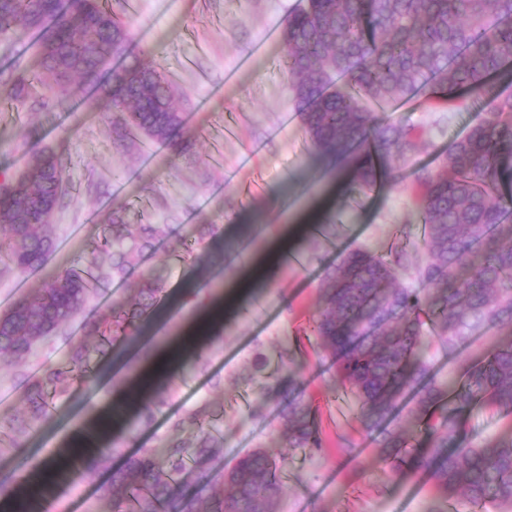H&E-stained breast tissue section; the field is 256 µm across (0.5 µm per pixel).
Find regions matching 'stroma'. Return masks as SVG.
<instances>
[{"instance_id":"1","label":"stroma","mask_w":512,"mask_h":512,"mask_svg":"<svg viewBox=\"0 0 512 512\" xmlns=\"http://www.w3.org/2000/svg\"><path fill=\"white\" fill-rule=\"evenodd\" d=\"M300 0H108L135 34L134 51L147 63L161 64L185 95L183 110L195 136L189 153L172 157L168 148L139 142L124 149L108 116L86 92L72 86L61 95L53 121L12 104H0V173L21 170L32 145L69 154L64 180L69 195L53 222L57 248L46 269L0 273V311L33 297L47 272L83 261L103 234L115 210L150 214L157 223L179 229L190 224H220L224 236L202 251L187 272L172 258L169 243L158 245L146 267L162 270L167 292L159 302L163 320L145 327L114 350L127 354L123 370L108 372L111 352L96 355L87 379L57 400L49 418L35 427L22 447L0 440V481L21 474L18 458L29 451L33 462L51 459L113 393L141 367L142 350L159 351L196 320L211 323L191 338L172 375L181 378L177 396L136 440L116 436L106 467L74 469L46 497L43 512H112L111 476L127 458L156 448L170 435V422L203 401L224 407L225 460L264 447L284 464V491L273 512H473L459 500H439L426 476L396 477L375 454V436L359 418L360 406L331 367L309 332L317 309L323 269L338 255L323 225L336 227L335 242L386 255L404 246L417 259L426 250L415 211V172L435 169L440 155L463 137L475 119L414 98L395 120L415 129L422 147L414 168L398 170L378 193L353 190L348 172L328 166L313 152L295 107L291 79L278 46L256 52L269 27L283 28ZM233 81H226L227 73ZM37 140H29L30 128ZM303 224L294 252L300 265L276 266L254 281L242 298L226 308L218 303L242 266L266 251L284 228ZM192 290H185V283ZM131 283L92 297L19 364H0V420L25 407L28 378L61 366L70 346L85 342L84 324L115 300L129 296ZM224 348L207 372L193 371L195 354L214 337ZM289 347L297 373L305 380L323 431L321 450L283 447L274 412L264 404L276 378L287 370L279 353ZM264 369L252 373L255 358Z\"/></svg>"}]
</instances>
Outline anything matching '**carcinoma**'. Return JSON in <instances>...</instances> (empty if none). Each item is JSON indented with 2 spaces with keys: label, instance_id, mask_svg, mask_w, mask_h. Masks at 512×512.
Here are the masks:
<instances>
[{
  "label": "carcinoma",
  "instance_id": "1",
  "mask_svg": "<svg viewBox=\"0 0 512 512\" xmlns=\"http://www.w3.org/2000/svg\"><path fill=\"white\" fill-rule=\"evenodd\" d=\"M35 33L38 59L18 64L0 97L49 117L54 99L76 82L97 94L129 138L137 136L186 153L191 142L176 88L159 65L133 53V33L103 0H0V40ZM282 61L292 81L300 120L313 151L350 173L358 189L388 184L419 144L412 129L377 119L363 102L418 95L448 111L480 106L481 115L442 155L436 171L422 169L418 201L425 224L426 260L416 267L422 287L397 285L407 254L385 258L355 248L320 280L313 332L360 402L361 422L376 435L375 452L400 478L427 474L438 496L460 498L487 512H512V430L482 441L467 436L462 415L476 405L512 413V97L499 83L512 77V0H304L282 32ZM67 160L32 147L25 169L3 177L0 262L19 272L47 265L55 251L53 216L68 195ZM218 224L173 239L169 224L116 212L80 266L52 274L38 294L0 314V363L29 356L74 318L88 298L134 273L127 299L87 326L94 346L74 345L65 363L27 380L24 411L8 422L7 437L22 445L86 372L92 352L138 336L166 293L163 275L142 271L144 257L164 240L188 271L197 249L220 236ZM483 347L451 382L432 374L426 355L438 343L450 351L477 340ZM176 379L160 383L139 408L153 421L176 394ZM279 432L287 448H323L306 382H278ZM210 401L172 421L187 437L146 450L112 473L120 490L114 512H271L281 495V467L257 448L215 474L190 482V466L218 459L224 429L205 423ZM423 448L415 447L418 437Z\"/></svg>",
  "mask_w": 512,
  "mask_h": 512
}]
</instances>
